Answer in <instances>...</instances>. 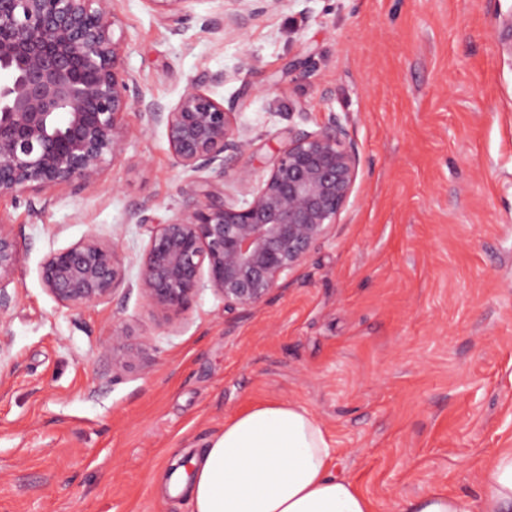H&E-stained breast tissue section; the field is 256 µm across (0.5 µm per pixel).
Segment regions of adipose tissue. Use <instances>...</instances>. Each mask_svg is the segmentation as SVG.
<instances>
[{
    "mask_svg": "<svg viewBox=\"0 0 512 512\" xmlns=\"http://www.w3.org/2000/svg\"><path fill=\"white\" fill-rule=\"evenodd\" d=\"M331 443L312 413L286 401L255 405L225 423L191 458L187 482L164 490L191 512H371L369 500L330 472ZM479 512H512V448L482 470Z\"/></svg>",
    "mask_w": 512,
    "mask_h": 512,
    "instance_id": "1",
    "label": "adipose tissue"
}]
</instances>
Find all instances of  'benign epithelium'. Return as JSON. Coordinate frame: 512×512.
Wrapping results in <instances>:
<instances>
[{"label":"benign epithelium","mask_w":512,"mask_h":512,"mask_svg":"<svg viewBox=\"0 0 512 512\" xmlns=\"http://www.w3.org/2000/svg\"><path fill=\"white\" fill-rule=\"evenodd\" d=\"M159 19L177 26L195 0H147ZM206 22L222 37L241 35L285 0H219ZM112 0H0V200L45 195L58 186L94 187L107 162L126 151V117L137 110L165 127L176 166L190 174V204L164 222L140 209L137 223L152 225L136 283L144 305L162 324L185 311L207 282L226 311L266 302L288 275L340 223L355 190L361 159L342 123L318 131L290 128L268 172L229 166L252 146L234 124L237 102L224 104L206 85L217 73L191 80L169 107L144 95L125 69V44ZM203 172L215 178L201 176ZM250 188L239 202L215 180ZM22 264L11 223L0 217V316L12 298L5 285ZM47 292L79 310L111 297L123 280L117 244L90 235L47 254L38 269ZM142 349L125 327L112 326L103 354L124 370Z\"/></svg>","instance_id":"benign-epithelium-1"}]
</instances>
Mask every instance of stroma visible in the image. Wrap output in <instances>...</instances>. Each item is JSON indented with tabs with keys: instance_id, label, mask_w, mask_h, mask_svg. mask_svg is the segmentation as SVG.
<instances>
[{
	"instance_id": "35a3bbf8",
	"label": "stroma",
	"mask_w": 512,
	"mask_h": 512,
	"mask_svg": "<svg viewBox=\"0 0 512 512\" xmlns=\"http://www.w3.org/2000/svg\"><path fill=\"white\" fill-rule=\"evenodd\" d=\"M124 66L172 106L221 73L219 100L265 174L288 127L337 118L362 166L342 222L254 309L209 287L157 324L136 288L151 227L190 202L164 126L129 112L124 158L94 188L0 200L23 262L0 343V512H190L156 477L263 402L310 410L330 467L373 512L433 493L474 496L512 448V54L498 46L512 0H290L242 35L203 27L195 0L171 33L148 0H115ZM256 64L247 68L244 55ZM117 242L124 280L80 310L38 266L89 235ZM144 352L113 372V324Z\"/></svg>"
}]
</instances>
